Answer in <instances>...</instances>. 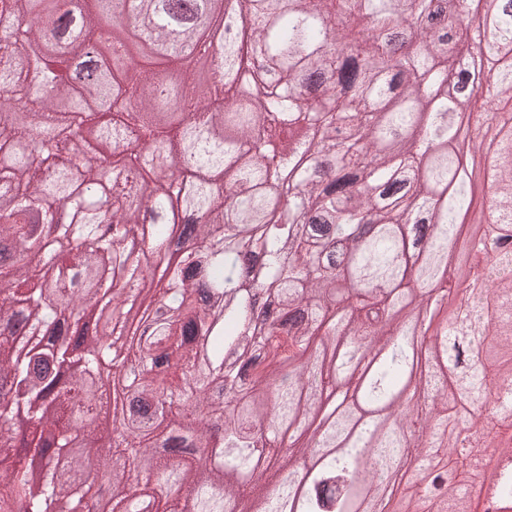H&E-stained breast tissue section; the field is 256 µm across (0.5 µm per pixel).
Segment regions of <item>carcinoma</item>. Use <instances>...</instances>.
<instances>
[{"instance_id": "obj_1", "label": "carcinoma", "mask_w": 512, "mask_h": 512, "mask_svg": "<svg viewBox=\"0 0 512 512\" xmlns=\"http://www.w3.org/2000/svg\"><path fill=\"white\" fill-rule=\"evenodd\" d=\"M29 0H0V21ZM235 0L239 39L219 46L207 87L161 79L122 26L112 80L43 73L0 39V512H52L84 495L60 456L78 433L99 448L112 509L135 512H359L368 485L407 469L394 512H420L417 479L438 512H512V260L489 269L473 303L481 360L457 369L448 313H423L448 273L459 222L486 215L512 233V0ZM83 0L78 33L99 24ZM161 29L196 39L186 11ZM50 12L23 33L44 46ZM484 27L475 58L464 34ZM488 77L494 134L467 139ZM109 102L99 138L169 155L120 159L112 178L77 163L71 136ZM174 107L175 138L144 118ZM490 164L491 192L482 183ZM224 176L218 186L212 176ZM435 231L421 247L411 226ZM136 310L137 334L113 318L86 347L59 342L82 310ZM140 365L134 395L107 407L101 367ZM81 363L80 375L65 369ZM433 410L419 430L405 402ZM498 427L497 470L478 484L448 425Z\"/></svg>"}]
</instances>
